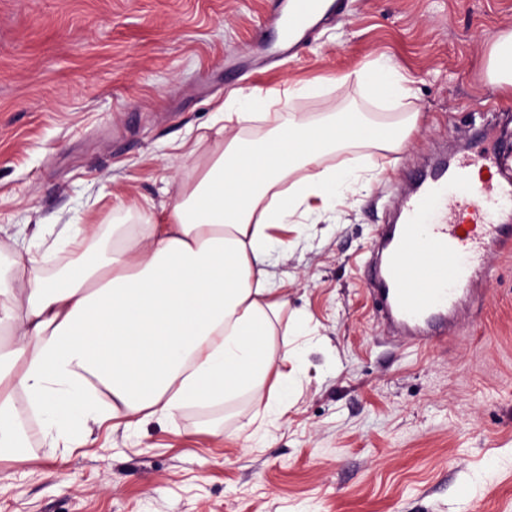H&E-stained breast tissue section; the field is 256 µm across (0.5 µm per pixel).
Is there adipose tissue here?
Returning <instances> with one entry per match:
<instances>
[{"label": "adipose tissue", "instance_id": "adipose-tissue-1", "mask_svg": "<svg viewBox=\"0 0 512 512\" xmlns=\"http://www.w3.org/2000/svg\"><path fill=\"white\" fill-rule=\"evenodd\" d=\"M312 91L231 92L232 106L263 107L269 129L223 138L197 179L179 183L162 223L113 225L102 251L96 232L71 225V259L55 279L42 274L44 255L13 251L11 276H0V452L18 445V395L62 438L89 419L129 428L242 396L261 424L287 415L299 351L274 342L301 323L282 320L271 253L359 180L358 167H326L324 156L351 143L396 150L417 123L373 126L357 112L312 123L272 109Z\"/></svg>", "mask_w": 512, "mask_h": 512}]
</instances>
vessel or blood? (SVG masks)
<instances>
[{
	"instance_id": "1",
	"label": "vessel or blood",
	"mask_w": 512,
	"mask_h": 512,
	"mask_svg": "<svg viewBox=\"0 0 512 512\" xmlns=\"http://www.w3.org/2000/svg\"><path fill=\"white\" fill-rule=\"evenodd\" d=\"M341 11L339 0H273L270 22L281 40L278 62L296 53L305 33ZM402 219L384 225L364 269L376 314L414 345L454 339L458 315L479 308L493 273V253L512 249V143L460 158L420 177L401 204Z\"/></svg>"
}]
</instances>
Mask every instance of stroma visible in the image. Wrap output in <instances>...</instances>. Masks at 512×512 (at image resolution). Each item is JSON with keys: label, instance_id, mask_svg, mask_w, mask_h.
<instances>
[{"label": "stroma", "instance_id": "stroma-1", "mask_svg": "<svg viewBox=\"0 0 512 512\" xmlns=\"http://www.w3.org/2000/svg\"><path fill=\"white\" fill-rule=\"evenodd\" d=\"M345 2L276 66L261 54L276 40L268 0H0V256L33 247L47 277L69 260L67 225L107 244L113 225L161 215L214 149L207 132L232 90L313 84L287 104L312 120L418 115L400 150L327 155L380 170L271 256L317 346L296 337L298 401L262 443L237 435L256 412L247 397L65 439L19 397L25 460H0V512H512V256L495 259L482 307L447 344L384 336L363 283L396 187L488 105L512 111L489 76L512 0ZM380 59L410 82L399 105L355 79Z\"/></svg>", "mask_w": 512, "mask_h": 512}]
</instances>
